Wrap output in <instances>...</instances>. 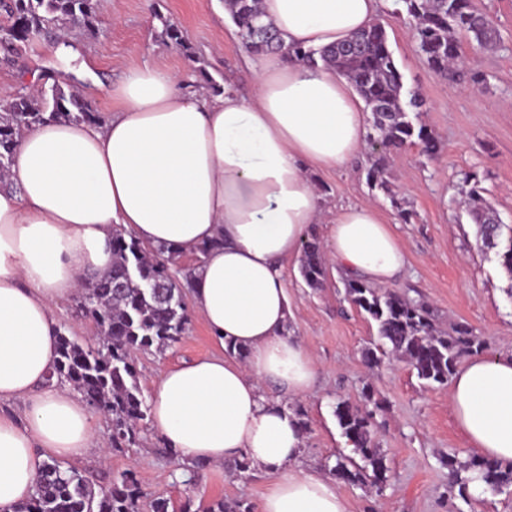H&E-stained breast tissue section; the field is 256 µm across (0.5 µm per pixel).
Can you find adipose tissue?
Here are the masks:
<instances>
[{
	"mask_svg": "<svg viewBox=\"0 0 512 512\" xmlns=\"http://www.w3.org/2000/svg\"><path fill=\"white\" fill-rule=\"evenodd\" d=\"M381 0H262L287 42L324 47L370 26ZM251 99L232 89L187 92L159 67L131 69L110 95L107 122L52 121L25 132L0 185V512H18L51 457L82 459L97 444L79 393L50 382L55 308L112 261L121 226L152 247L197 256L192 299L216 341L247 351L168 368L150 401L154 427L183 462L247 456L272 474L259 512H348L335 483L297 468L303 434L293 411L260 384L304 397L317 376L286 332L285 268L298 258L323 201L312 166L342 167L365 146L366 119L336 73L278 54L252 62ZM325 253L345 274L393 282L406 256L369 203L340 207ZM27 401L24 417L5 405ZM449 404L471 447L512 463V353L468 358Z\"/></svg>",
	"mask_w": 512,
	"mask_h": 512,
	"instance_id": "1",
	"label": "adipose tissue"
}]
</instances>
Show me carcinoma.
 <instances>
[{
    "label": "carcinoma",
    "mask_w": 512,
    "mask_h": 512,
    "mask_svg": "<svg viewBox=\"0 0 512 512\" xmlns=\"http://www.w3.org/2000/svg\"><path fill=\"white\" fill-rule=\"evenodd\" d=\"M262 0H224L237 27L241 46L251 54L278 53L316 67L321 65L345 77L372 114L375 134L369 139L368 180L372 187L390 198L402 219L412 214L402 207L389 180V159L409 145L420 146L432 156L438 142L422 126L409 119L410 111L420 112L424 101L418 94L403 99L402 74L389 49L385 27L373 23L349 39L328 48L314 50L288 44L272 22L263 19ZM394 15L408 24L418 51L440 76L452 81L468 79L477 86L479 73L466 71L458 63L461 56L459 34L464 32L481 48L496 43L493 20L471 7V0H396ZM5 22L0 24V55L10 60L22 47L49 26L81 28L94 32L97 13L94 0H0ZM165 38L188 57L195 59L188 37L170 20L159 17ZM51 119L96 123L99 114L71 87L54 85L35 96H19L0 113V175L9 171L11 156L23 133ZM471 220L477 226V242L482 251L495 253L512 277V225L498 221L477 190H471ZM175 252L156 249L145 257L136 239L112 233V264L91 280L81 295L80 308L91 316L104 336L102 346L90 348L63 333L57 337V362L52 373L56 382L74 386L94 410L112 414V448L135 444L139 422L148 406L137 382L131 359L135 350L153 346L161 350L177 343L187 329L180 291L169 264ZM138 266L135 277L127 276L130 265ZM301 275L311 288L323 286L327 267L316 231H311L301 256ZM345 298L365 312L376 324L381 343L365 351L368 365L378 367L388 353L404 359L419 379L445 385L459 361L484 349L483 340L468 326L455 325L438 331L429 305L406 295L375 288L350 276L341 277ZM363 403L353 405L340 399L334 415L351 454L336 456L329 473L339 480L371 485L382 491L388 467L377 448L374 434L376 404L370 386L362 389ZM452 483L459 493L467 491L472 474L479 475L493 493L512 491V465H502L474 455L464 465L461 477L455 458H448ZM141 482L132 471H123L109 481V490L94 487L85 476L56 459L43 462L34 492L17 512H140Z\"/></svg>",
    "instance_id": "cac0c4a2"
}]
</instances>
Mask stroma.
<instances>
[{"mask_svg": "<svg viewBox=\"0 0 512 512\" xmlns=\"http://www.w3.org/2000/svg\"><path fill=\"white\" fill-rule=\"evenodd\" d=\"M493 18L494 49L484 50L462 37L465 68L481 72L476 88L450 82L427 65L408 29L393 15V0H382L377 18L388 33L389 48L403 75L405 90L426 102L417 124L438 141L434 158L411 146L392 154L391 182L405 208L403 222L389 198L371 188L366 155L350 165L318 167L309 176L325 208L372 203L391 224L406 256L404 273L390 283L392 291L428 303L440 329L463 323L488 345V354L512 352V278L497 257L482 252L476 226L465 207L471 188H478L497 218L512 224V0H474ZM99 29L59 34L50 30L22 48L12 61L0 60V90L26 93L56 83L79 85L85 98L108 120L114 104L101 83L118 84L126 72L144 64L187 76L192 65L204 68L221 86L243 96L253 93V74L243 64L246 54L224 0H97ZM184 30L196 53L188 59L166 43L161 18ZM191 255L178 257L171 271L180 289L188 329L178 343L159 351L137 352L138 381L151 396L167 368L219 353L203 318L195 311L189 275ZM289 301L286 331L313 356L317 378L311 391L292 401L287 391L266 382L261 392L268 402L298 403L308 428L303 434L300 467L325 473V463L346 452L334 416L337 400L357 404L364 386H371L380 408L375 415L377 446L389 467L383 491L339 483L349 512H512V494H459L451 488L444 461L466 462L473 455L448 402V389L428 385L398 356L369 367L364 352L378 341L377 326L344 298L336 264H328L323 287H308L299 260L289 261L285 273ZM59 330L84 345H98L94 322L83 315L76 299L59 304ZM100 455L75 461L91 479L126 470L137 472L145 491L140 512H152L153 498L175 504L208 505L218 500L258 506L272 477L259 468L237 472L230 464H209L200 471L172 454L151 421L140 426L130 447L112 449V416L99 411Z\"/></svg>", "mask_w": 512, "mask_h": 512, "instance_id": "obj_1", "label": "stroma"}]
</instances>
